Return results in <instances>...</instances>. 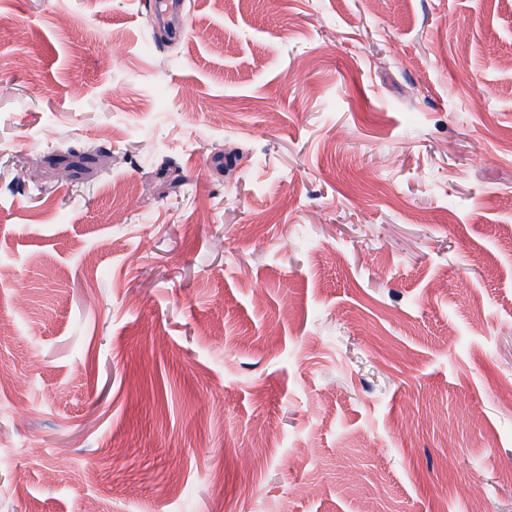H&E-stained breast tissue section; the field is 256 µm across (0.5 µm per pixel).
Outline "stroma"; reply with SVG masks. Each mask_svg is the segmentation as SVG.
<instances>
[{"label":"stroma","mask_w":512,"mask_h":512,"mask_svg":"<svg viewBox=\"0 0 512 512\" xmlns=\"http://www.w3.org/2000/svg\"><path fill=\"white\" fill-rule=\"evenodd\" d=\"M1 322L0 512H512V0H0Z\"/></svg>","instance_id":"stroma-1"}]
</instances>
